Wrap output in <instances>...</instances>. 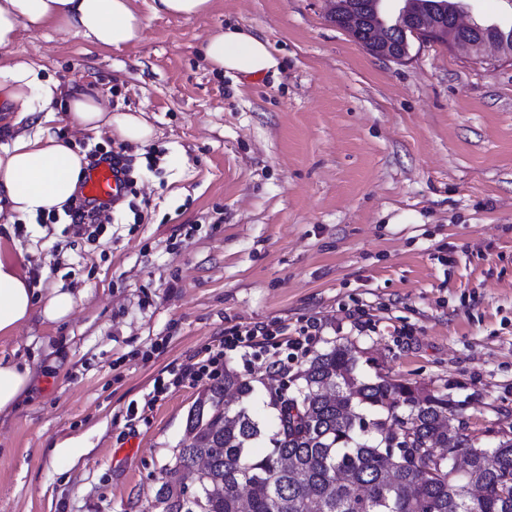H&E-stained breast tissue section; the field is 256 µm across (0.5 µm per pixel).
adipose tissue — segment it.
I'll return each instance as SVG.
<instances>
[{
  "label": "adipose tissue",
  "mask_w": 512,
  "mask_h": 512,
  "mask_svg": "<svg viewBox=\"0 0 512 512\" xmlns=\"http://www.w3.org/2000/svg\"><path fill=\"white\" fill-rule=\"evenodd\" d=\"M54 28L107 49L138 43L144 34L132 0H0V52L10 50L22 32ZM205 61L215 70L254 77L277 71L278 59L267 41L246 28L229 26L210 35L202 46ZM42 66L13 60L5 66L8 96L25 120L22 132L0 142V222L62 209L81 182L86 165L78 146L49 134L58 109H65L83 132L115 131L125 142L146 145L154 130L142 113L112 111L81 88L44 78ZM77 298L56 288L40 295L20 257L0 246V334H14L34 317L49 322L66 319ZM27 361L0 360V413L13 410L31 384Z\"/></svg>",
  "instance_id": "obj_1"
}]
</instances>
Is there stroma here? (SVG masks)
<instances>
[{
    "label": "stroma",
    "mask_w": 512,
    "mask_h": 512,
    "mask_svg": "<svg viewBox=\"0 0 512 512\" xmlns=\"http://www.w3.org/2000/svg\"><path fill=\"white\" fill-rule=\"evenodd\" d=\"M149 2L133 0L140 43L107 50L49 29L0 55L154 129L143 147L63 114L49 125L85 152L125 149L142 223L106 210L95 243L60 224H0L43 292L78 299L66 322L0 337V357L33 372L0 414V512H160L205 386L158 396L154 381L232 326L319 322L312 352L349 344L360 376L448 395L493 447L512 427V62L417 38L405 60L381 58L330 22L327 0H213L190 19ZM229 25L267 40L277 72L212 70L201 46ZM282 358L292 375L307 361L268 345L224 353L263 422Z\"/></svg>",
    "instance_id": "stroma-1"
}]
</instances>
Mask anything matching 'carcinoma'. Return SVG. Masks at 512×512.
I'll list each match as a JSON object with an SVG mask.
<instances>
[{
    "label": "carcinoma",
    "mask_w": 512,
    "mask_h": 512,
    "mask_svg": "<svg viewBox=\"0 0 512 512\" xmlns=\"http://www.w3.org/2000/svg\"><path fill=\"white\" fill-rule=\"evenodd\" d=\"M356 364L341 344L314 356L297 374L300 392L269 395V436L246 406L224 402L254 390L224 369L188 413L162 512H512L511 430L480 448L467 427L445 429L458 410L448 396L388 376L364 380ZM454 452L469 456L463 476L448 470ZM191 483L200 506L185 497Z\"/></svg>",
    "instance_id": "cac0c4a2"
}]
</instances>
